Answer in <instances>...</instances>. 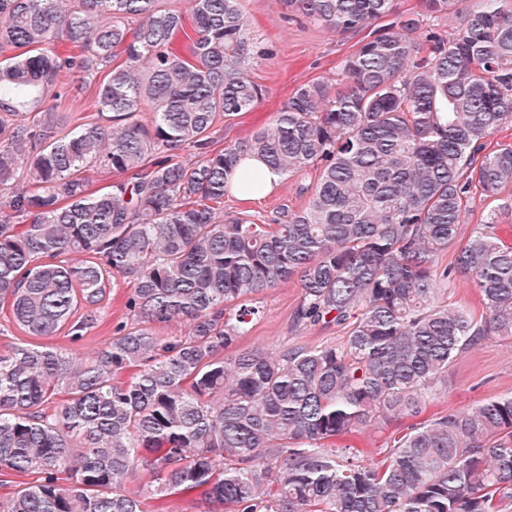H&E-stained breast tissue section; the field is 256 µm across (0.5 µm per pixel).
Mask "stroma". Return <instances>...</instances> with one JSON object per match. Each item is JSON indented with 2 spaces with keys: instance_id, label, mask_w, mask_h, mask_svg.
<instances>
[{
  "instance_id": "obj_1",
  "label": "stroma",
  "mask_w": 512,
  "mask_h": 512,
  "mask_svg": "<svg viewBox=\"0 0 512 512\" xmlns=\"http://www.w3.org/2000/svg\"><path fill=\"white\" fill-rule=\"evenodd\" d=\"M247 16L258 39L273 45L274 57L254 67L252 74L264 88V97L254 112L238 117L234 123H219L214 134L217 147L249 136L267 122L287 101L293 89L302 83L335 74L341 60L356 50L361 34H334L302 18L286 17L275 0H243ZM314 182L312 171L282 177L274 190L253 197L229 194L224 209L231 213L247 212L258 223L268 221L283 208L296 209L306 204L308 187ZM130 284L121 283L111 292L104 308V319L88 328L83 339L70 342L64 335L53 337V344L72 347L82 355L103 348L114 326L125 319V301ZM297 281L268 289L257 296L261 316L244 340L248 347L283 350L295 343H331L343 341L341 328L315 326L300 332L290 329L291 314L299 301ZM512 393V339L483 343L461 357L451 367L447 387L438 399L430 401L428 414L445 408L469 409L480 402Z\"/></svg>"
}]
</instances>
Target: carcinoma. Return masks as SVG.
Segmentation results:
<instances>
[{"instance_id":"carcinoma-1","label":"carcinoma","mask_w":512,"mask_h":512,"mask_svg":"<svg viewBox=\"0 0 512 512\" xmlns=\"http://www.w3.org/2000/svg\"><path fill=\"white\" fill-rule=\"evenodd\" d=\"M336 33L371 29L334 79L297 85L249 137L258 42L242 0H0V304L27 335L82 340L107 287L127 320L79 359L0 354V473L39 479L0 512H169L196 492L223 512H512V394L423 417L468 349L512 338V241L497 214L453 265L473 193L512 189V0H278ZM105 73L99 83L92 76ZM89 115H29L61 78ZM316 172L306 205L268 224L224 213L245 157ZM120 175L93 191L85 172ZM79 253L70 264L62 256ZM469 277L481 312L445 298ZM297 278L296 330L344 343L241 346L254 296ZM185 321L188 333L156 327ZM396 423L379 458L338 447Z\"/></svg>"}]
</instances>
